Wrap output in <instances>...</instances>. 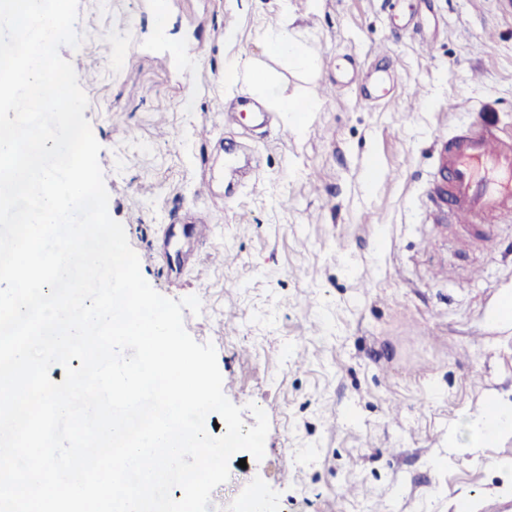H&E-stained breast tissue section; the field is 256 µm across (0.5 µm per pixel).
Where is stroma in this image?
<instances>
[{
    "mask_svg": "<svg viewBox=\"0 0 512 512\" xmlns=\"http://www.w3.org/2000/svg\"><path fill=\"white\" fill-rule=\"evenodd\" d=\"M76 30L82 46L59 54L89 100L108 212L136 253L163 251L140 267L157 292L199 297L185 328L215 346L245 425L251 403L269 419L263 459L230 462L208 512L255 499L271 512H453L462 496L512 512V430L472 441L490 408L512 411V223L472 237L425 208L436 134L486 109L512 133V9L78 0ZM270 30L306 44L318 72L268 60ZM383 43L390 56L375 57ZM237 56L284 94L321 93L319 110L296 119L256 100L225 69ZM199 214L205 244L164 241ZM440 265L454 276L435 279Z\"/></svg>",
    "mask_w": 512,
    "mask_h": 512,
    "instance_id": "1",
    "label": "stroma"
}]
</instances>
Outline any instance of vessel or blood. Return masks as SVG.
Returning <instances> with one entry per match:
<instances>
[{
  "label": "vessel or blood",
  "mask_w": 512,
  "mask_h": 512,
  "mask_svg": "<svg viewBox=\"0 0 512 512\" xmlns=\"http://www.w3.org/2000/svg\"><path fill=\"white\" fill-rule=\"evenodd\" d=\"M435 179L428 193L434 223L447 216L477 228L512 218V137L501 134L491 113H479L451 136L432 142Z\"/></svg>",
  "instance_id": "vessel-or-blood-1"
}]
</instances>
